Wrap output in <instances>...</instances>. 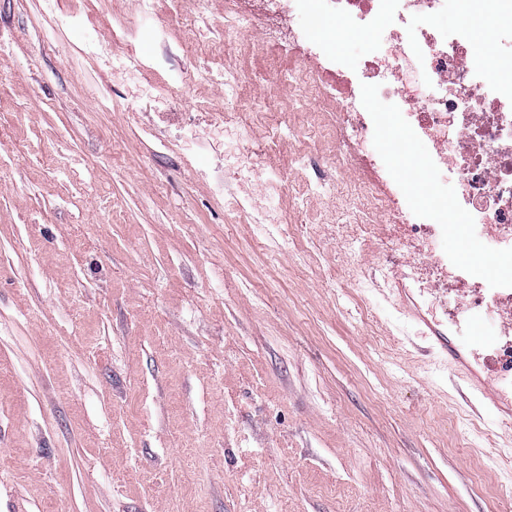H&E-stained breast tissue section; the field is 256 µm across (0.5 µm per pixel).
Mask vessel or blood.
Returning a JSON list of instances; mask_svg holds the SVG:
<instances>
[{"mask_svg":"<svg viewBox=\"0 0 512 512\" xmlns=\"http://www.w3.org/2000/svg\"><path fill=\"white\" fill-rule=\"evenodd\" d=\"M459 243L448 259L475 281L470 293L454 296L447 315L453 330L441 332L409 306L406 291L393 289L396 308L422 324L423 353H437L441 365L464 388L467 399L502 424L512 426V239L490 224H452ZM497 331L485 333L487 320Z\"/></svg>","mask_w":512,"mask_h":512,"instance_id":"vessel-or-blood-1","label":"vessel or blood"}]
</instances>
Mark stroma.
I'll return each instance as SVG.
<instances>
[{
  "instance_id": "35a3bbf8",
  "label": "stroma",
  "mask_w": 512,
  "mask_h": 512,
  "mask_svg": "<svg viewBox=\"0 0 512 512\" xmlns=\"http://www.w3.org/2000/svg\"><path fill=\"white\" fill-rule=\"evenodd\" d=\"M291 3L0 0V512H512V436L365 287L457 248L418 263L372 195L454 188L337 133L306 77L359 90L372 47ZM220 112L287 178L281 224L225 206Z\"/></svg>"
}]
</instances>
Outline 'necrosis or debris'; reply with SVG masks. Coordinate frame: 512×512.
<instances>
[{
    "instance_id": "necrosis-or-debris-1",
    "label": "necrosis or debris",
    "mask_w": 512,
    "mask_h": 512,
    "mask_svg": "<svg viewBox=\"0 0 512 512\" xmlns=\"http://www.w3.org/2000/svg\"><path fill=\"white\" fill-rule=\"evenodd\" d=\"M296 2L297 14L318 31L340 21L369 35L377 21L386 23L382 51L362 69L375 99L373 120L357 123L356 133L369 143L404 126L427 147L429 178L453 179L457 188L454 199L424 209L386 194L377 197V209L415 234L426 223H453L460 211L471 223L512 229V0H457L453 6L448 0H328L325 13L318 0ZM451 7L456 25L439 27L438 17ZM477 15L496 20L490 41L475 37ZM232 159L244 214L260 224L281 223L269 193L254 194L249 181L265 177L269 192L280 194L288 187L284 177L264 174L261 155L244 136H237Z\"/></svg>"
}]
</instances>
